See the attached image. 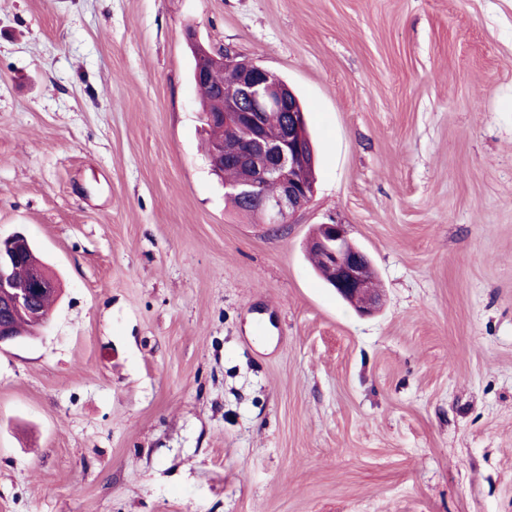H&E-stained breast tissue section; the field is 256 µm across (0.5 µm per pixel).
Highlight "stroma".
I'll use <instances>...</instances> for the list:
<instances>
[{"label":"stroma","mask_w":512,"mask_h":512,"mask_svg":"<svg viewBox=\"0 0 512 512\" xmlns=\"http://www.w3.org/2000/svg\"><path fill=\"white\" fill-rule=\"evenodd\" d=\"M189 27L304 106L282 232L225 200ZM16 232L60 293L0 350V512H512V0H0ZM308 243L309 251L320 276L359 313L369 315L380 306V294L372 288L364 261L365 254L356 247L346 224H321ZM327 270V273L323 267Z\"/></svg>","instance_id":"stroma-1"}]
</instances>
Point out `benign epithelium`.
I'll return each instance as SVG.
<instances>
[{"label": "benign epithelium", "mask_w": 512, "mask_h": 512, "mask_svg": "<svg viewBox=\"0 0 512 512\" xmlns=\"http://www.w3.org/2000/svg\"><path fill=\"white\" fill-rule=\"evenodd\" d=\"M219 67L233 73L234 84L220 88L223 110L208 114L206 123L231 128L235 133L215 140L212 154L248 171L245 179L226 185V189L232 196L256 203L264 223L278 231L310 202L314 192L309 175L314 153L303 109L276 73L227 47L222 53H208V61L195 69L194 77L206 79ZM285 108L284 136L270 141L264 133V121ZM269 182L276 183L272 194L262 191ZM308 246L321 256L328 284L344 300L363 315L379 308L380 294L371 287L365 254L350 239V225L321 224ZM29 249L31 244L21 233L0 237V348L29 335L17 329L19 320L34 326L43 324L46 315L38 300L57 293L56 281L43 264L30 266L26 280L16 278L15 267Z\"/></svg>", "instance_id": "1"}]
</instances>
